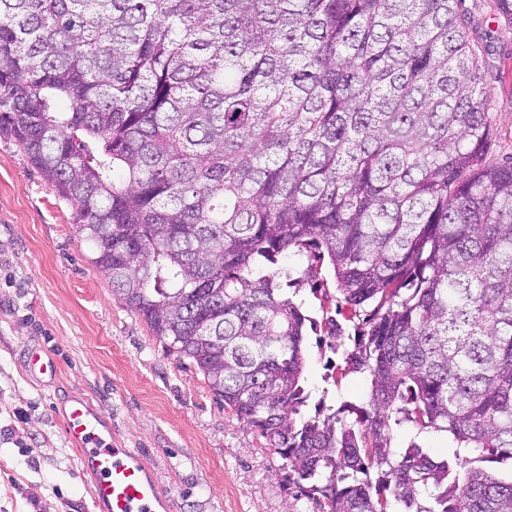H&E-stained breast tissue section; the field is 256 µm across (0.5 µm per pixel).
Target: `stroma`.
<instances>
[{
    "instance_id": "stroma-1",
    "label": "stroma",
    "mask_w": 512,
    "mask_h": 512,
    "mask_svg": "<svg viewBox=\"0 0 512 512\" xmlns=\"http://www.w3.org/2000/svg\"><path fill=\"white\" fill-rule=\"evenodd\" d=\"M461 9L490 97L487 158L502 162L512 156V21L497 0H462ZM75 216L22 146L0 134V512H96L58 415L69 396L88 399L111 419L118 443L140 451L171 496L170 512H307V501L289 496L281 459L260 432L225 409L202 375L167 353L113 294ZM279 265L304 271L298 296L308 314L336 319L353 349L362 321L338 313L328 265L291 253ZM33 346L55 358L57 379L28 370L24 354ZM305 346L312 399L366 400L368 377L349 370L325 330Z\"/></svg>"
}]
</instances>
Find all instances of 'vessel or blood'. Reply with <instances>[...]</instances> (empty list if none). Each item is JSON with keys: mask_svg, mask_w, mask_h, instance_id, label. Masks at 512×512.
<instances>
[{"mask_svg": "<svg viewBox=\"0 0 512 512\" xmlns=\"http://www.w3.org/2000/svg\"><path fill=\"white\" fill-rule=\"evenodd\" d=\"M64 433L79 452L100 512H167L169 505L140 453L119 447L106 417L88 400L68 399L60 409Z\"/></svg>", "mask_w": 512, "mask_h": 512, "instance_id": "obj_1", "label": "vessel or blood"}]
</instances>
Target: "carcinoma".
Wrapping results in <instances>:
<instances>
[{"mask_svg": "<svg viewBox=\"0 0 512 512\" xmlns=\"http://www.w3.org/2000/svg\"><path fill=\"white\" fill-rule=\"evenodd\" d=\"M461 5L0 0V133L312 512H512V480L478 466L512 461V160L486 158ZM286 252L373 306L346 353L367 404L302 412L317 323Z\"/></svg>", "mask_w": 512, "mask_h": 512, "instance_id": "cac0c4a2", "label": "carcinoma"}]
</instances>
